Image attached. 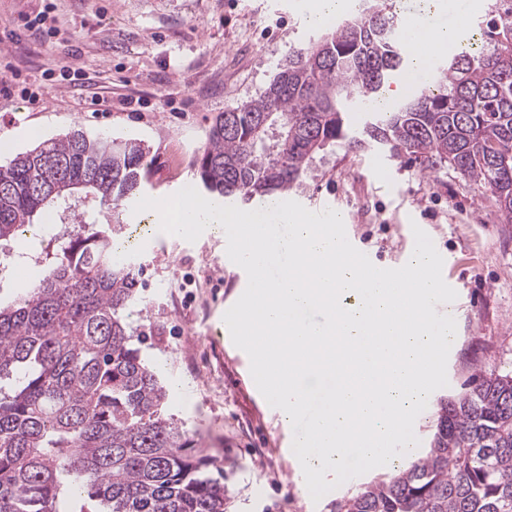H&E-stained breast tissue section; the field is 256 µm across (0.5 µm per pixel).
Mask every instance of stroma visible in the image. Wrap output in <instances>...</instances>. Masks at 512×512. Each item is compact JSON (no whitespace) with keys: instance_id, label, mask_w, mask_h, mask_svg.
<instances>
[{"instance_id":"35a3bbf8","label":"stroma","mask_w":512,"mask_h":512,"mask_svg":"<svg viewBox=\"0 0 512 512\" xmlns=\"http://www.w3.org/2000/svg\"><path fill=\"white\" fill-rule=\"evenodd\" d=\"M486 0H391L400 20L423 16L462 37ZM43 18V34L6 42L37 99L0 96V166L34 148L32 131L58 139L79 127L142 141L151 165L141 190L165 197L196 183L189 160L213 118L257 98L292 51L319 30L286 0H0V37ZM293 195L335 207L357 246L380 268L407 263L413 227L433 241L442 276L457 293L456 336L446 387L415 421L428 447L438 398L460 391L475 371L512 366V224L497 202L448 167L424 169L380 148L331 146ZM144 250L131 325L133 345L169 389L166 412L224 467L226 512H339L360 485L385 479L391 466L363 474L312 500L282 447V424L248 383L237 347L224 339V310L243 293L226 265L223 233L188 242L154 230L151 213L122 217Z\"/></svg>"}]
</instances>
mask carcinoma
<instances>
[{
	"instance_id": "carcinoma-1",
	"label": "carcinoma",
	"mask_w": 512,
	"mask_h": 512,
	"mask_svg": "<svg viewBox=\"0 0 512 512\" xmlns=\"http://www.w3.org/2000/svg\"><path fill=\"white\" fill-rule=\"evenodd\" d=\"M398 28L386 0H366L289 55L263 95L218 113L191 161L201 189L249 202L293 188L327 146H372L448 164L512 224V0H491L478 46H459L429 85L375 112L407 68ZM353 102L366 114L354 130ZM147 155L81 128L17 154L0 167V241L46 208L74 224L89 205L120 214ZM123 229L44 234V275L0 306V512H224V468L162 413L168 392L132 348L138 279L116 259ZM438 405L425 454L341 512H512V370L477 373Z\"/></svg>"
}]
</instances>
